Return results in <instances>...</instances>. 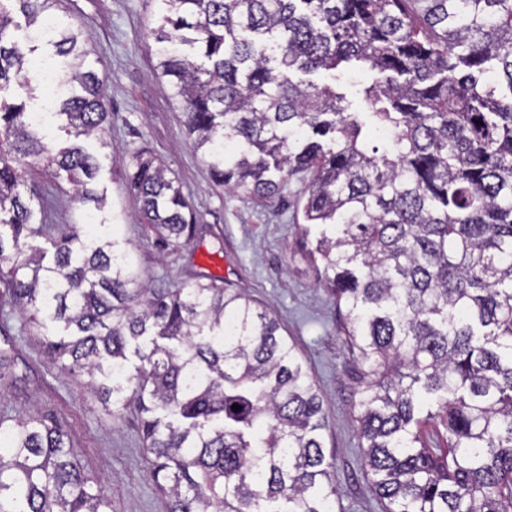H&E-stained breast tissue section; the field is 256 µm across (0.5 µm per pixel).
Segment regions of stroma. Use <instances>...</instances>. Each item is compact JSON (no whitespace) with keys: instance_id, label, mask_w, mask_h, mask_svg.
Returning <instances> with one entry per match:
<instances>
[{"instance_id":"1","label":"stroma","mask_w":512,"mask_h":512,"mask_svg":"<svg viewBox=\"0 0 512 512\" xmlns=\"http://www.w3.org/2000/svg\"><path fill=\"white\" fill-rule=\"evenodd\" d=\"M158 0H60L52 23L85 25L89 46L99 58L112 104V148L97 152L98 190L116 208L133 213L137 204L123 184L119 159L140 148L176 172L184 195L204 226L202 236L176 251L163 250L142 224H105L133 249L146 280L178 283L203 273L247 289L255 304L282 323L310 370L328 416L325 440L336 466L339 494L333 512H379L365 478L360 440L351 414L359 400L355 362L342 333L335 301L318 286L319 274L301 240L318 237L305 227L300 201L306 180L288 179L282 192L265 202L243 199L217 187L194 152L167 83L155 73L156 57L147 33L158 18ZM12 341L18 371L27 381L10 383L0 395V416L36 405L66 433L86 472L97 479L112 512H166L167 499L147 474L139 421L134 413H106L94 395L51 367L37 337L0 285V342Z\"/></svg>"}]
</instances>
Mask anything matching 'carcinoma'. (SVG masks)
Returning <instances> with one entry per match:
<instances>
[{"label":"carcinoma","instance_id":"1","mask_svg":"<svg viewBox=\"0 0 512 512\" xmlns=\"http://www.w3.org/2000/svg\"><path fill=\"white\" fill-rule=\"evenodd\" d=\"M150 36L215 185L255 200L311 174L308 249L343 309L361 382V460L382 512H512V0H160ZM57 0H0V283L52 365L140 415L168 512H331L327 416L277 317L198 273L146 281L129 244L49 224L64 178L96 187L111 101ZM39 40L20 43L16 14ZM49 46L67 93L51 147L2 93ZM367 68L356 97L295 82ZM136 217L161 246L199 227L178 176L132 157ZM61 232L51 260L31 241ZM240 409L235 411L232 405ZM36 406L0 418V512H112Z\"/></svg>","mask_w":512,"mask_h":512}]
</instances>
